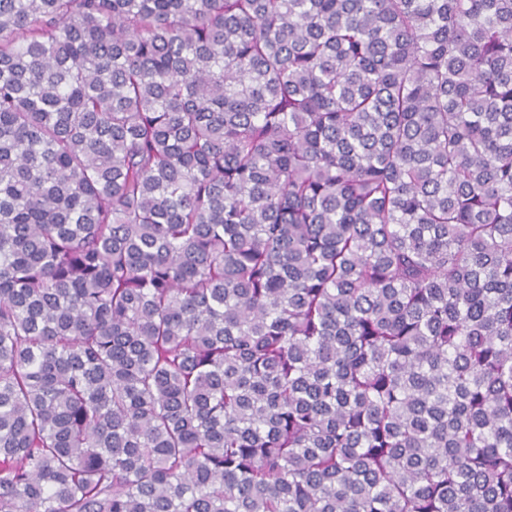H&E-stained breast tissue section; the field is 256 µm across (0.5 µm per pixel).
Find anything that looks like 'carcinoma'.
Segmentation results:
<instances>
[{"mask_svg":"<svg viewBox=\"0 0 512 512\" xmlns=\"http://www.w3.org/2000/svg\"><path fill=\"white\" fill-rule=\"evenodd\" d=\"M0 512H512V0H0Z\"/></svg>","mask_w":512,"mask_h":512,"instance_id":"obj_1","label":"carcinoma"}]
</instances>
